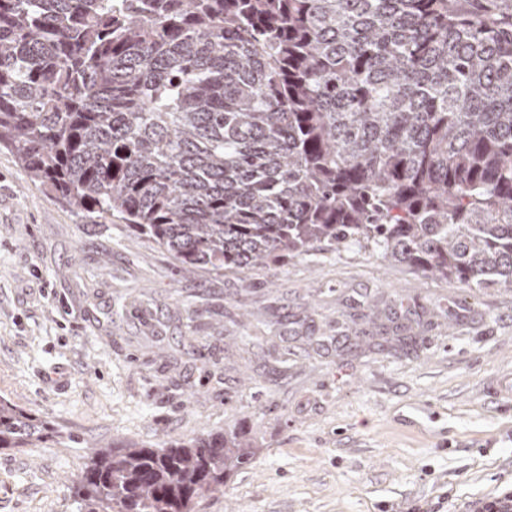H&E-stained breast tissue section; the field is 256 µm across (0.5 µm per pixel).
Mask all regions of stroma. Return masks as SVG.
Instances as JSON below:
<instances>
[{"mask_svg":"<svg viewBox=\"0 0 512 512\" xmlns=\"http://www.w3.org/2000/svg\"><path fill=\"white\" fill-rule=\"evenodd\" d=\"M512 287L317 245L184 272L0 150V398L65 435L0 451V512H78L95 444L209 431L256 455L194 512H467L512 487Z\"/></svg>","mask_w":512,"mask_h":512,"instance_id":"obj_1","label":"stroma"}]
</instances>
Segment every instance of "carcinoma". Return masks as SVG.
Instances as JSON below:
<instances>
[{
	"label": "carcinoma",
	"mask_w": 512,
	"mask_h": 512,
	"mask_svg": "<svg viewBox=\"0 0 512 512\" xmlns=\"http://www.w3.org/2000/svg\"><path fill=\"white\" fill-rule=\"evenodd\" d=\"M0 146L184 269L365 243L512 286V0H0ZM57 436L0 400V450ZM237 433L95 446L79 512H192Z\"/></svg>",
	"instance_id": "cac0c4a2"
}]
</instances>
